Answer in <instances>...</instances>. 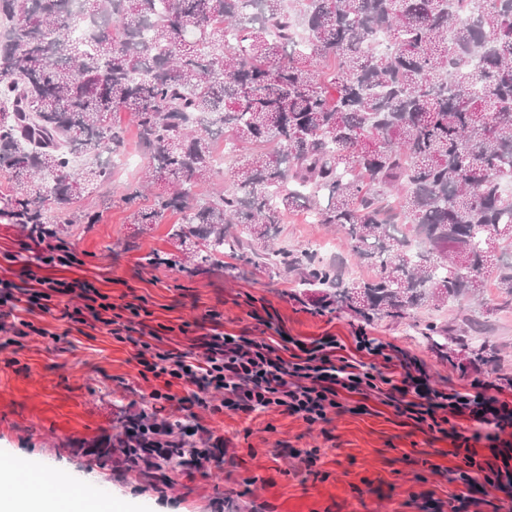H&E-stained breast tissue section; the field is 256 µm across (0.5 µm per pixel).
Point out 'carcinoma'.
<instances>
[{
	"instance_id": "obj_1",
	"label": "carcinoma",
	"mask_w": 512,
	"mask_h": 512,
	"mask_svg": "<svg viewBox=\"0 0 512 512\" xmlns=\"http://www.w3.org/2000/svg\"><path fill=\"white\" fill-rule=\"evenodd\" d=\"M0 25L1 218L77 223L112 170L74 154L120 153L129 112L127 196L159 187L134 223L179 215L198 264L297 271L366 320L512 296V0H0ZM221 151L231 185L203 194ZM295 208L378 275L273 249Z\"/></svg>"
}]
</instances>
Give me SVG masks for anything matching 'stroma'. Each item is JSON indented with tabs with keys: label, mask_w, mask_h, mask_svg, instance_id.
Segmentation results:
<instances>
[{
	"label": "stroma",
	"mask_w": 512,
	"mask_h": 512,
	"mask_svg": "<svg viewBox=\"0 0 512 512\" xmlns=\"http://www.w3.org/2000/svg\"><path fill=\"white\" fill-rule=\"evenodd\" d=\"M142 169L117 170L111 184L74 203L77 214H90L89 224L72 225L62 239L75 252L73 265L45 270L53 279L93 281L112 303L145 297L158 323L172 327L173 342L186 343L180 327L202 320L207 311L224 315L228 332L259 333V319L269 320L294 340L311 343L336 337L353 353L358 335L391 344L393 367L408 363L413 375L429 380L444 392L470 388L474 377L485 382L484 394L512 402V300L495 287L479 301L462 299L437 311L406 318L365 321L353 314L322 306L315 291H303L294 274L256 270L235 258L220 265L194 266L169 243L167 224L140 231L134 214L151 206V193L124 199L127 185L138 184ZM335 244L328 262L350 278H369L340 228L312 223L309 215L285 217L276 240L279 247L318 251L322 242ZM28 239L22 225L0 221V277L24 278L20 262ZM169 254L166 263L147 261L150 250ZM455 325L452 342L430 346L420 335L427 324ZM73 349L62 351L49 338H35L16 363L0 358V456L27 467L54 461L67 477L94 490L108 485L112 503L123 512H209L216 492L232 485L231 478L213 477L192 493L175 486L180 505L135 495L129 486L110 481L102 470L87 471L69 454L76 444L94 442L111 427L112 414L125 405V384L143 391L157 388L155 379H142L130 347L103 332L74 335ZM457 430L474 441L477 459L489 462L483 482L469 491L459 478L460 457L451 440H435L413 420L394 408L370 403L365 414L340 412L330 436L308 429L303 420L277 411L255 420L234 417L223 427L235 452L233 476L253 475L256 494L268 512H448L457 496L474 495L471 512H512V427L498 432L464 419ZM295 445L325 453L318 476L299 482L292 471L298 462L278 456V449Z\"/></svg>",
	"instance_id": "35a3bbf8"
}]
</instances>
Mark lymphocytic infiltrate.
<instances>
[{
    "label": "lymphocytic infiltrate",
    "instance_id": "f902f5d3",
    "mask_svg": "<svg viewBox=\"0 0 512 512\" xmlns=\"http://www.w3.org/2000/svg\"><path fill=\"white\" fill-rule=\"evenodd\" d=\"M68 294L76 296V303L56 307L55 298ZM55 309L60 332L50 333L28 319L34 311ZM150 317L145 303L114 304L87 283L51 280L36 290L0 280L1 353L19 354L31 336L50 335L63 343L73 328L103 329L133 348L144 371L163 380L162 388L137 394L122 407L117 426L97 447L73 451L114 475L135 476L136 491H153L161 501L179 479L205 481L224 469L228 438L200 422L201 409L258 417L275 410L326 427L343 410L340 396L347 392L413 414L430 432L444 436L452 413L468 411L477 422L491 420L500 428L512 423L507 404L482 397L459 401L408 372L387 376L377 366L337 355L332 336L287 358L273 337L225 333L222 314L210 311L195 324L192 344L177 348L151 325Z\"/></svg>",
    "mask_w": 512,
    "mask_h": 512
}]
</instances>
